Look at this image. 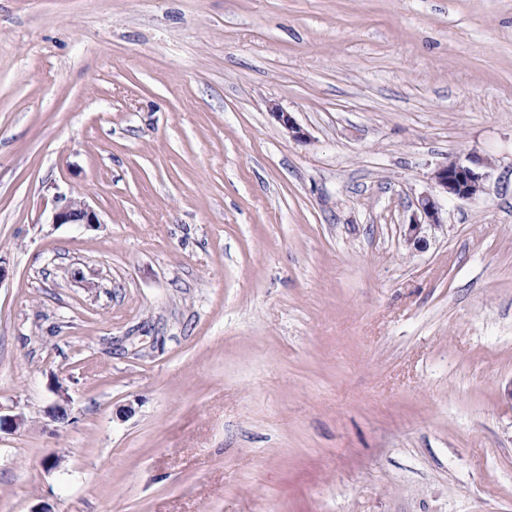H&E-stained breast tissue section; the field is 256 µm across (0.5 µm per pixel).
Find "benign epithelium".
Masks as SVG:
<instances>
[{"mask_svg": "<svg viewBox=\"0 0 512 512\" xmlns=\"http://www.w3.org/2000/svg\"><path fill=\"white\" fill-rule=\"evenodd\" d=\"M271 114L298 142L307 141V134L294 121L289 113L282 111L278 105H269ZM434 193L425 194L418 200V210L426 222L416 221L407 225L405 237L408 243L421 246L424 242L426 227L441 224L436 196L446 195L451 198L470 200L484 190L483 174L459 161H451L438 168L433 174ZM55 224H80L92 226L100 223L97 213L78 197H70L53 214Z\"/></svg>", "mask_w": 512, "mask_h": 512, "instance_id": "obj_1", "label": "benign epithelium"}]
</instances>
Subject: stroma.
Instances as JSON below:
<instances>
[{
  "instance_id": "1",
  "label": "stroma",
  "mask_w": 512,
  "mask_h": 512,
  "mask_svg": "<svg viewBox=\"0 0 512 512\" xmlns=\"http://www.w3.org/2000/svg\"><path fill=\"white\" fill-rule=\"evenodd\" d=\"M0 265V512H512V0H0ZM483 174L476 169L459 161H451L438 168L433 174L434 194H425L418 200V210L426 223L415 220L407 224L405 232L409 244L421 246L424 242L426 226H438L441 224L439 208L436 202L437 195L462 200H470L477 197L484 190ZM53 223L80 224L91 227L98 224L97 213L78 197L65 198L64 203L53 214Z\"/></svg>"
}]
</instances>
